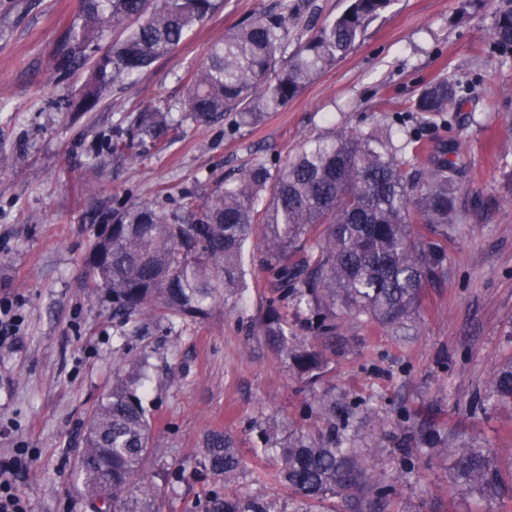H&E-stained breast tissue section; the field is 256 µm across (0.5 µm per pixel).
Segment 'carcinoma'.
Here are the masks:
<instances>
[{
  "label": "carcinoma",
  "mask_w": 512,
  "mask_h": 512,
  "mask_svg": "<svg viewBox=\"0 0 512 512\" xmlns=\"http://www.w3.org/2000/svg\"><path fill=\"white\" fill-rule=\"evenodd\" d=\"M495 49L512 57V0H498ZM393 0H350L339 16L320 25L308 42L284 58L288 12H263L212 43L193 72L181 106L182 121L205 126L222 118L258 123L280 111L319 73L334 66L364 38ZM216 0H80V22L57 50L63 71L80 62L88 76L75 97L90 111L107 88L172 55L185 35L202 24ZM471 101L469 86L438 80L418 95L401 123L403 143L391 130L334 132L307 141L274 174L264 162L217 182L204 197H185L168 213L147 203L100 211L110 238L96 237L84 261L91 287L112 303V317L135 325L154 313L159 320L208 319L247 289L243 249L254 235L263 242L259 263L271 276L261 335L308 384L328 364L327 339L338 320L366 317L395 333L417 330L420 297L437 277L443 256L417 225L440 235L460 221V169L444 146L425 166L417 162L426 129L456 122ZM171 111L146 108L126 134L94 144L91 170L103 154L134 157L135 143L159 144L177 130ZM295 311L298 327L288 325ZM139 378L114 371L112 386L91 411L76 456V481L95 512H157L155 483L147 474L162 459L151 436V414L138 394ZM317 433L282 436L268 418L253 429L260 452L271 453L279 478L293 492V512L328 496L360 498L376 508L417 469L411 459L392 477L362 461L351 434L358 410L329 392L315 395ZM488 400L512 404V358L490 380ZM425 443L453 459L451 481L462 491L495 500L505 489L490 449L469 441ZM200 464L214 480L204 512H273L268 503L223 491L245 463L232 437L210 433Z\"/></svg>",
  "instance_id": "carcinoma-1"
}]
</instances>
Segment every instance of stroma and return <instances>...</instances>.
<instances>
[{"label":"stroma","instance_id":"stroma-1","mask_svg":"<svg viewBox=\"0 0 512 512\" xmlns=\"http://www.w3.org/2000/svg\"><path fill=\"white\" fill-rule=\"evenodd\" d=\"M287 5L301 9L293 52L312 33L308 19L334 18L347 0H223L172 56L114 86L96 111L67 112L55 101L75 96L87 71L58 80L55 49L78 20L79 0H0V158L8 160L0 167V297L23 318L17 344L0 349V457L34 450L17 481L30 512H90L74 479L75 454L124 351L150 354L152 438L164 464L184 470L183 480L160 484L161 512H191L203 500L210 480L196 456L213 431L231 436L247 463L229 494L292 512L252 424L273 418L285 429L315 428L307 408L328 388L376 414V422L358 423L357 445L379 470L394 475L408 455L422 461L388 512H512V493L495 502L452 488L450 462L421 440L432 428L480 444L512 474V405L481 407L494 372L512 357V58L494 49V0L466 17L459 0H395L349 55L258 124L188 125L166 145L140 144L134 160L108 157L89 168L97 136L127 127L141 109L178 104L211 43ZM441 79L471 83L473 117L424 134L427 150L457 148L463 219L447 235H427L443 262L422 290L417 335L344 319L327 372L307 385L256 327L269 289L258 236L245 246L243 299L201 323L168 324L149 313L138 335L124 336L111 303L87 287L92 207L147 203L169 212L254 162L284 165L329 129L400 134L396 114Z\"/></svg>","mask_w":512,"mask_h":512}]
</instances>
